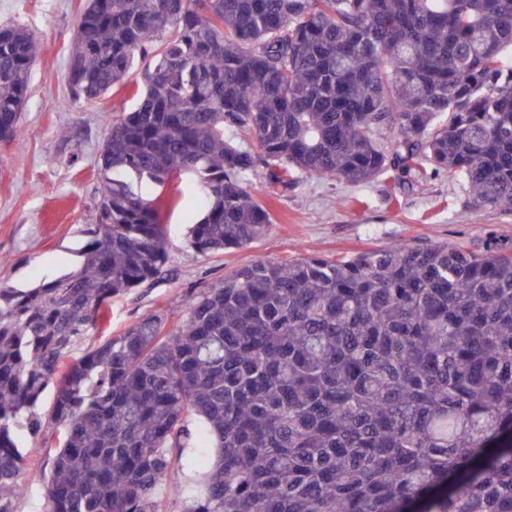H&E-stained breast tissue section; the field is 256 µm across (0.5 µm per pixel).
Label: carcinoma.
<instances>
[{
  "mask_svg": "<svg viewBox=\"0 0 512 512\" xmlns=\"http://www.w3.org/2000/svg\"><path fill=\"white\" fill-rule=\"evenodd\" d=\"M512 0H86L72 95L146 61L111 117L97 220L76 265L0 285V512L17 430H52L44 512H512V242L399 243L262 260L76 354L112 299L167 273V216L195 180L202 254L261 239L266 169L365 185L445 171L512 212ZM39 45L0 27V141L16 140ZM234 131L257 142L255 153ZM52 390L49 415L37 406ZM203 428L192 433L187 417ZM197 441L206 452L184 457ZM186 476L183 478L182 485L178 487L166 485L161 487L159 495L169 503L174 512H179L182 498H187L191 489L195 487L198 474L193 469H187Z\"/></svg>",
  "mask_w": 512,
  "mask_h": 512,
  "instance_id": "cac0c4a2",
  "label": "carcinoma"
}]
</instances>
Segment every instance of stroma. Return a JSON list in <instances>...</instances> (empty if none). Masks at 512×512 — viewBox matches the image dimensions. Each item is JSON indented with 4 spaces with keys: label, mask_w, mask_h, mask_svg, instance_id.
<instances>
[{
    "label": "stroma",
    "mask_w": 512,
    "mask_h": 512,
    "mask_svg": "<svg viewBox=\"0 0 512 512\" xmlns=\"http://www.w3.org/2000/svg\"><path fill=\"white\" fill-rule=\"evenodd\" d=\"M86 0H0V26L26 27L40 44L30 94L18 136L0 142V282L31 288L76 263L84 231L96 221L95 189L105 118L130 107L140 82L132 69L127 85L103 99H74L65 84L69 51ZM251 194L271 208L274 222L246 248L203 255L187 242V216L202 212L191 180L167 230L168 273L150 285L114 298L104 334L115 336L158 311L180 316L188 292L204 288L244 264L321 256L328 259L386 248L401 242L455 243L482 253L512 240V215L472 207L463 184L451 174L427 172L405 185L382 177L351 187L333 178L298 172L288 188L270 185L264 174H247ZM26 451L18 481L26 493L16 512H43L46 463L55 434L23 435Z\"/></svg>",
    "instance_id": "1"
}]
</instances>
